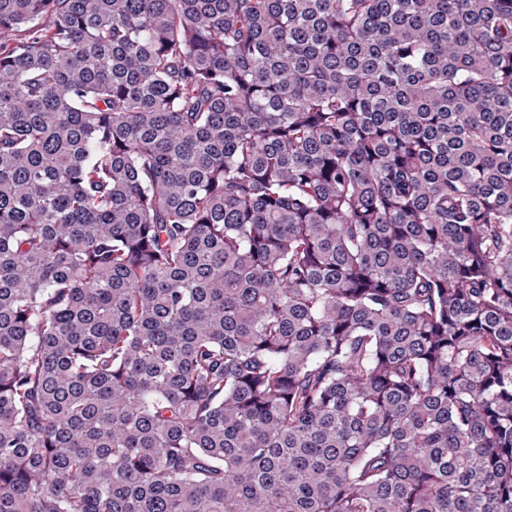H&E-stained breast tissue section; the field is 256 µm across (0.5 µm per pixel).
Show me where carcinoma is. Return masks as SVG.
Listing matches in <instances>:
<instances>
[{"label":"carcinoma","mask_w":512,"mask_h":512,"mask_svg":"<svg viewBox=\"0 0 512 512\" xmlns=\"http://www.w3.org/2000/svg\"><path fill=\"white\" fill-rule=\"evenodd\" d=\"M0 512H512V0H0Z\"/></svg>","instance_id":"carcinoma-1"}]
</instances>
